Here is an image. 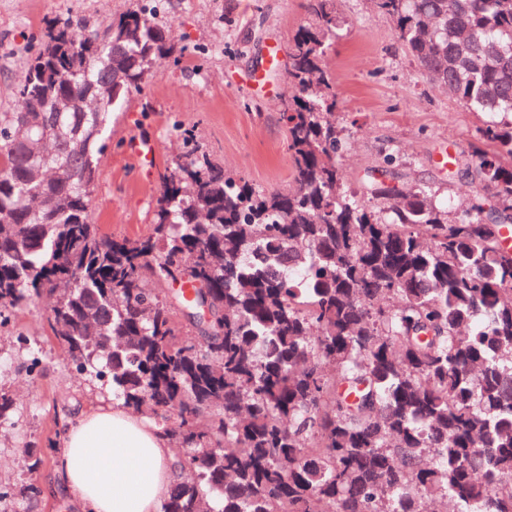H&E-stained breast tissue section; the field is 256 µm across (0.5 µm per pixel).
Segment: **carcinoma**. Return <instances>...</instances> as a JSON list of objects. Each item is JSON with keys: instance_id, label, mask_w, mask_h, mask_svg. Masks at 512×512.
I'll return each mask as SVG.
<instances>
[{"instance_id": "obj_1", "label": "carcinoma", "mask_w": 512, "mask_h": 512, "mask_svg": "<svg viewBox=\"0 0 512 512\" xmlns=\"http://www.w3.org/2000/svg\"><path fill=\"white\" fill-rule=\"evenodd\" d=\"M429 79L487 117L474 199L346 186L327 72L336 0L288 45L292 185L258 188L182 130L151 232L90 218L112 112L175 56L142 6L58 20L0 113V326L35 297L77 371L181 443L160 512H512V0H370ZM96 112H59L113 75ZM175 293L190 327L175 316ZM208 306L211 319L197 318Z\"/></svg>"}]
</instances>
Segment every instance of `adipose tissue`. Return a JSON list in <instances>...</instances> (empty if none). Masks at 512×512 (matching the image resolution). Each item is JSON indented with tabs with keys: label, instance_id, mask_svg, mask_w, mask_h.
<instances>
[{
	"label": "adipose tissue",
	"instance_id": "adipose-tissue-1",
	"mask_svg": "<svg viewBox=\"0 0 512 512\" xmlns=\"http://www.w3.org/2000/svg\"><path fill=\"white\" fill-rule=\"evenodd\" d=\"M53 464L82 512H160L175 482L162 429L118 401L63 417Z\"/></svg>",
	"mask_w": 512,
	"mask_h": 512
}]
</instances>
